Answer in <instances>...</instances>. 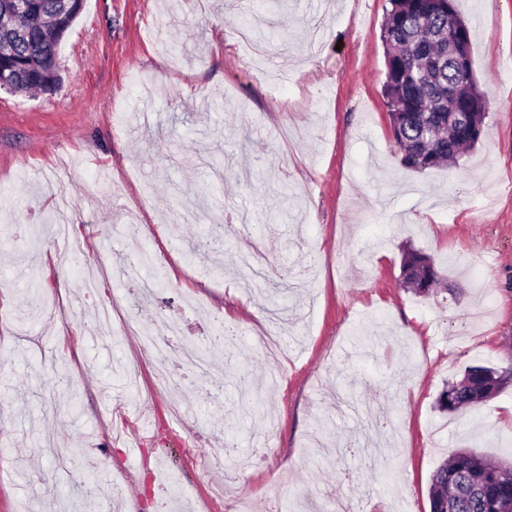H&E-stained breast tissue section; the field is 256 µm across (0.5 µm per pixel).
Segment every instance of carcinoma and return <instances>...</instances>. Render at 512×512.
<instances>
[{"label":"carcinoma","mask_w":512,"mask_h":512,"mask_svg":"<svg viewBox=\"0 0 512 512\" xmlns=\"http://www.w3.org/2000/svg\"><path fill=\"white\" fill-rule=\"evenodd\" d=\"M27 16L22 37L0 54V75L11 91L54 90L61 82L58 45L80 15L83 0H25ZM391 8L381 27L385 47L382 94L400 164L411 170L450 167L460 152L475 146L484 135L488 109L472 68L456 72L440 61L448 39L471 42L469 25L453 0H389ZM459 85L460 103L472 111L471 126L461 129L448 118V86ZM405 283L427 295L439 280L434 261L411 251L402 267ZM512 361L490 375V368L471 365L462 379L446 385L438 408L455 413L487 394L490 381L508 380ZM431 512H500L512 502V465L492 463L467 450L439 465L430 479Z\"/></svg>","instance_id":"obj_1"}]
</instances>
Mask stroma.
I'll list each match as a JSON object with an SVG mask.
<instances>
[{
  "label": "stroma",
  "instance_id": "obj_1",
  "mask_svg": "<svg viewBox=\"0 0 512 512\" xmlns=\"http://www.w3.org/2000/svg\"><path fill=\"white\" fill-rule=\"evenodd\" d=\"M489 100L459 165L403 168L382 97L389 0H85L49 94L0 89V512H430L455 452L512 459V386L458 415L437 398L469 364L512 356V0H456ZM287 40L252 62L243 21ZM66 208L73 264L49 239ZM196 214L181 240L169 216ZM153 227L143 294L84 266L130 263ZM264 275L243 262L250 245ZM445 290L402 284L406 251ZM38 275L45 306L30 313ZM181 317V347L216 354L153 393L138 332L100 341L96 299ZM261 321L288 356L252 346ZM187 401L173 422V399ZM275 455H265L266 447Z\"/></svg>",
  "mask_w": 512,
  "mask_h": 512
}]
</instances>
